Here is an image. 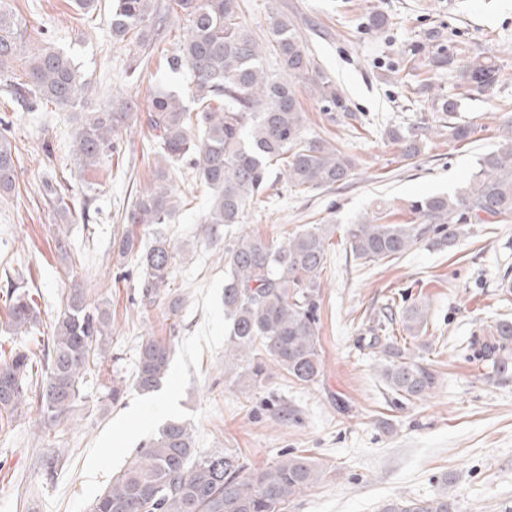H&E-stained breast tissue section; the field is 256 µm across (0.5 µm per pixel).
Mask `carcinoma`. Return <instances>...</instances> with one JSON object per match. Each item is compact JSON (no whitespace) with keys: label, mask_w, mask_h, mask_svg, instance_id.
<instances>
[{"label":"carcinoma","mask_w":512,"mask_h":512,"mask_svg":"<svg viewBox=\"0 0 512 512\" xmlns=\"http://www.w3.org/2000/svg\"><path fill=\"white\" fill-rule=\"evenodd\" d=\"M238 0H111L108 25L112 39L133 34L143 47L165 37L170 15H184L187 25L167 67H188L194 89L189 107L169 91L157 90L147 103L151 129L148 149L156 169L151 185L125 212L127 224L113 250L118 261L135 259L141 301L178 312L180 298L168 291L175 252L163 231L180 209L173 187L176 164L190 159L200 183L212 197L200 228L212 243L236 228L224 242V320L230 356L250 363V376L262 381L267 365L305 385L322 371L319 317L321 275L332 224H308L276 245L243 230L244 212L267 188L271 167L283 162L288 188L296 193L331 189L351 173V160L339 145L303 135L306 113L293 81L302 80L322 104V115L336 124L351 115L345 96L304 47L295 24L280 11L268 15L265 40L241 21ZM272 55L279 73H267L263 58ZM21 62L23 82L14 95L29 111L50 101L60 109L81 105L87 83L70 59L40 36H25L14 14L0 5V74ZM460 83L478 94L504 78L492 53L478 56L458 70ZM132 105L112 99V109L89 112L76 138L82 166H94L114 149L120 128L131 119ZM438 111L447 117L448 138L465 141L471 124L456 117L457 102L440 98ZM436 126L392 128L390 140L401 145L400 157L413 160L424 150ZM502 145L480 155L463 185L452 193L411 201V219L385 224L379 210L350 225L344 237L350 253L366 263L392 262L417 244L451 249L471 224L512 214V119L499 126ZM15 151L8 130H0V195L16 186ZM7 321L14 333L35 324L32 292L15 286L7 294ZM387 325L399 322L409 337L425 332L428 302L418 298L395 311L387 308ZM111 314L87 300L83 289L68 297L52 337L41 380L33 378L34 354L12 350L0 359V414L12 415L35 401L48 423L68 420L90 356L103 353ZM367 346L380 354L381 375L388 388L406 401H421L435 389V371L420 354L384 328ZM484 378L496 380L512 371V320L495 323L477 349ZM170 368V347L148 337L138 348L135 385L143 393L157 391ZM320 478L316 463L286 453L271 466L249 467L229 452L195 457L191 429L181 420L164 425L148 444L136 450L127 467L93 503L91 512H286L288 502L312 488ZM379 512H457L442 494L429 499H393Z\"/></svg>","instance_id":"carcinoma-1"}]
</instances>
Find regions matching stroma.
I'll return each instance as SVG.
<instances>
[{
    "instance_id": "35a3bbf8",
    "label": "stroma",
    "mask_w": 512,
    "mask_h": 512,
    "mask_svg": "<svg viewBox=\"0 0 512 512\" xmlns=\"http://www.w3.org/2000/svg\"><path fill=\"white\" fill-rule=\"evenodd\" d=\"M6 5L23 28L45 33L73 61L89 84V107H107L119 94L140 112L112 155L86 169L74 153L80 109L47 103L28 111L0 76V120L9 124L18 158L16 192L0 197V318L14 283L30 288L38 310L27 335L0 330V353L26 348L44 361L72 286L112 313L106 352L89 362L67 422L47 425L29 405L0 416V512H91L135 450L172 419L189 425L200 456L233 452L255 466L286 453L313 459L322 478L287 512H378L390 498L441 494L459 512H512V375L486 381L473 355L482 329L512 319V296L499 292L502 277H512V215L470 225L453 250L419 244L389 263L354 259L342 238L381 204L386 223L406 222L409 201L455 189L481 154L500 146L499 127L512 117V0H240L242 20L257 37L265 36L270 11L293 18L356 115L350 124H329L320 103L300 89L307 136L343 143L352 174L335 190L297 194L272 172L260 203L243 218L277 244L306 224L336 227L319 309L323 372L307 386L275 367L255 386L246 365L227 363L223 249L200 235L210 193L190 163H181L176 182L183 206L165 227L175 251L170 287L182 298L178 313L143 306L134 263L113 257L126 209L153 178L143 107L163 84L183 99L192 94L190 70L166 66L181 26L144 48L132 37L113 42L109 0L88 14L72 0ZM375 11L388 19L385 33L367 25ZM487 53L498 57L504 78L490 94H470L457 72ZM438 93L457 101L473 134L462 143L433 137L416 160L402 161L386 129L438 123ZM54 180L65 186L64 219L43 191ZM61 227L64 253L55 247ZM420 296L429 304L427 331L407 344L431 364L438 384L409 403L384 384L379 355L366 340L386 306ZM148 336L169 342L173 357L159 390L146 394L134 379L138 346ZM116 376L125 392L115 402ZM289 411L294 420L283 421Z\"/></svg>"
}]
</instances>
